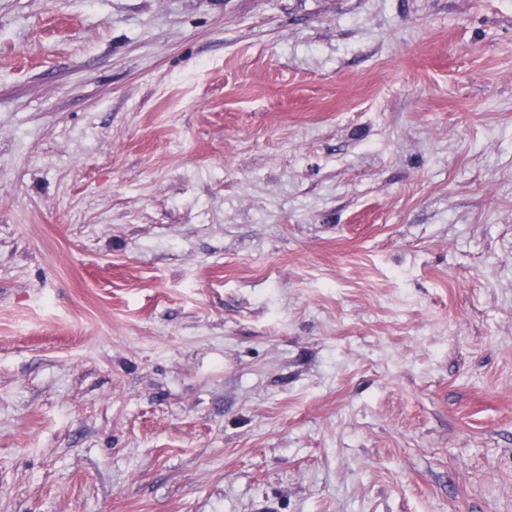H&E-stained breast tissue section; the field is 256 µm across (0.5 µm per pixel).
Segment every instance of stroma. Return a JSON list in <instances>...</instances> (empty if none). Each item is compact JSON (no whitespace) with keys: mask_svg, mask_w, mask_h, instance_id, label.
<instances>
[{"mask_svg":"<svg viewBox=\"0 0 512 512\" xmlns=\"http://www.w3.org/2000/svg\"><path fill=\"white\" fill-rule=\"evenodd\" d=\"M0 512H512V0H0Z\"/></svg>","mask_w":512,"mask_h":512,"instance_id":"obj_1","label":"stroma"}]
</instances>
